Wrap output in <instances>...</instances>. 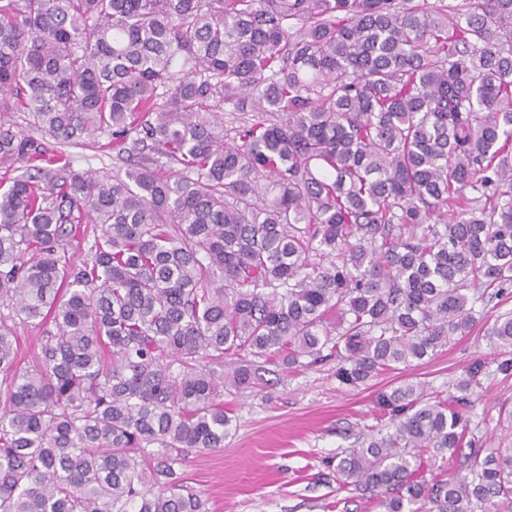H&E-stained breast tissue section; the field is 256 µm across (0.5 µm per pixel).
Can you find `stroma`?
<instances>
[{"mask_svg": "<svg viewBox=\"0 0 512 512\" xmlns=\"http://www.w3.org/2000/svg\"><path fill=\"white\" fill-rule=\"evenodd\" d=\"M75 169L100 176L120 163L111 150L87 141L67 147ZM512 311V292L479 308L477 324L432 358L400 366L368 385H340L334 362L284 373L272 366L256 388L226 398L232 428L221 450L190 455L176 473L205 500L209 512H384L377 501L321 481L326 458L356 447L360 433L384 428L375 407L379 391L407 381H426L443 398L476 358L486 360L480 384L463 411L470 438L490 453L512 448V374L499 371L484 331Z\"/></svg>", "mask_w": 512, "mask_h": 512, "instance_id": "obj_1", "label": "stroma"}]
</instances>
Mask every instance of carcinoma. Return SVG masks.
Returning a JSON list of instances; mask_svg holds the SVG:
<instances>
[{"label":"carcinoma","instance_id":"carcinoma-1","mask_svg":"<svg viewBox=\"0 0 512 512\" xmlns=\"http://www.w3.org/2000/svg\"><path fill=\"white\" fill-rule=\"evenodd\" d=\"M0 94V512H208L176 467L224 447V395L270 363L363 386L512 287V0H0ZM101 136L124 173L54 150ZM484 340L511 372L512 312ZM484 371L378 392L391 431L322 479L493 512L512 454L461 413ZM465 447L425 478L417 449ZM15 334L19 337L20 347L22 354L26 356L25 362H28L25 366L32 365L31 359L35 353L38 352V336H41L42 329L38 327H33L28 324L19 323L17 319H15Z\"/></svg>","mask_w":512,"mask_h":512}]
</instances>
